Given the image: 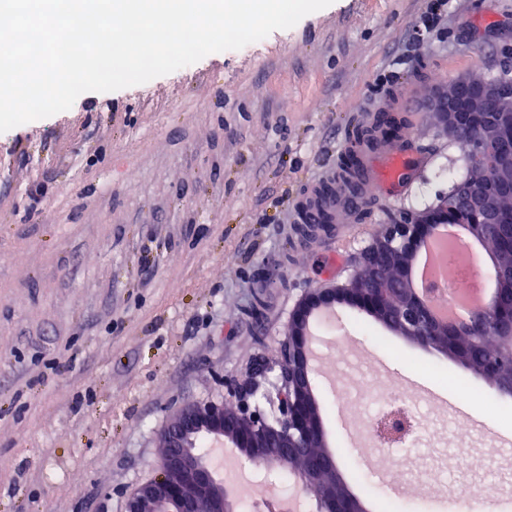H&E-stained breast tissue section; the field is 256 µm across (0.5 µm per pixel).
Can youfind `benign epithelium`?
I'll return each instance as SVG.
<instances>
[{
  "instance_id": "obj_1",
  "label": "benign epithelium",
  "mask_w": 512,
  "mask_h": 512,
  "mask_svg": "<svg viewBox=\"0 0 512 512\" xmlns=\"http://www.w3.org/2000/svg\"><path fill=\"white\" fill-rule=\"evenodd\" d=\"M432 111L448 135L459 141L475 123L483 125L490 138L503 139L512 135V83L459 76L449 89L435 96ZM507 191L509 187L503 184L492 185L473 177L457 185L438 204L406 212L397 223L378 232L359 253L349 283L316 288L292 310L273 383L279 416L269 421L250 410V400L270 380L274 368L260 357L253 362L249 379L236 387L240 404L237 411L229 413L222 404L206 402L188 404L175 415L163 431L161 476L141 484L129 495L125 512H235L234 491L216 478L196 448L201 437L235 448L266 468L282 465L291 455L308 452L312 439L321 434V421L312 415L316 406L310 385L312 322L354 300L366 259L400 253L416 255L422 242L434 233L435 225H468L476 214L482 217L486 230L511 223L512 216L507 213L482 212L486 200ZM388 324L409 338L447 326V322L434 317L421 297L409 294L403 296L400 314L389 319ZM407 431L408 422L402 416L381 426L383 437L389 441L404 438Z\"/></svg>"
}]
</instances>
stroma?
Listing matches in <instances>:
<instances>
[{
    "label": "stroma",
    "mask_w": 512,
    "mask_h": 512,
    "mask_svg": "<svg viewBox=\"0 0 512 512\" xmlns=\"http://www.w3.org/2000/svg\"><path fill=\"white\" fill-rule=\"evenodd\" d=\"M512 69V0H333L294 27L147 83L86 92L0 133V512H125L161 473L162 431L186 404L236 406L231 384L276 359L312 289L344 284L381 225L435 205L469 176L427 103L457 76ZM395 97L420 161L362 221L307 236L295 208L338 170L350 124ZM321 319L313 376L327 444L352 493L387 495L359 466L337 407L374 363L443 396L465 390L482 425L414 398L425 433L396 512H458L473 482L512 501V397L350 308ZM497 417L488 420L486 408ZM466 455L468 464L456 459Z\"/></svg>",
    "instance_id": "1"
}]
</instances>
